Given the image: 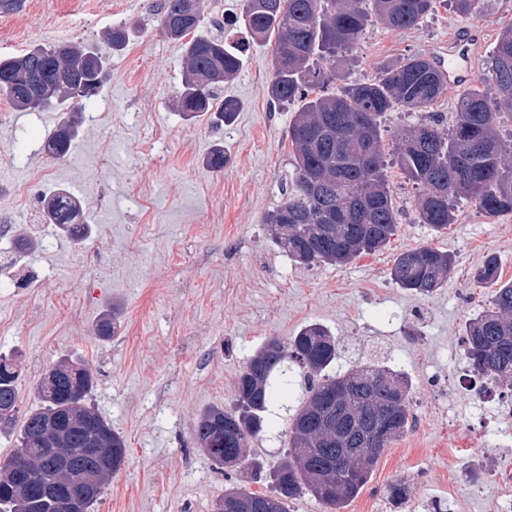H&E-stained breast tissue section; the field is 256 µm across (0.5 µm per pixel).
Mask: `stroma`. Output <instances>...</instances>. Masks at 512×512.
Returning a JSON list of instances; mask_svg holds the SVG:
<instances>
[{
	"label": "stroma",
	"instance_id": "stroma-1",
	"mask_svg": "<svg viewBox=\"0 0 512 512\" xmlns=\"http://www.w3.org/2000/svg\"><path fill=\"white\" fill-rule=\"evenodd\" d=\"M163 6L25 0L21 11L0 15V58L58 42L102 48L113 26L130 28L65 156L43 150L58 113L17 111L0 92V214L12 190L28 185L29 211L15 225L36 243L29 286L22 271L0 270V351L23 355V406L33 404L34 384L61 355L85 359L96 376L91 403L126 441V462L95 512H213L227 479L196 447V419L232 405L235 380L265 339L319 322L338 339L339 366L398 364L413 382V411L428 419L381 454L343 512H414L435 494L449 512H496L497 475L512 468V446L480 435L485 422L467 403L481 383L460 338L491 294L470 270L493 253L502 280H512V214L489 218L464 199L455 224L433 232L416 218L415 187L392 164L387 179L399 224L389 245L343 267L300 268L264 223L292 169L288 127L297 110L268 103L272 44H250L243 70L225 84L242 104L233 122L184 120L173 102L182 50L160 30ZM509 26L512 0H480L469 16L436 0L417 27L369 26L342 77L370 79L377 64L409 53L447 59L459 35L476 45V79ZM218 145L228 162L213 172L204 160ZM36 172L55 174L56 186L81 200L91 226L82 247L45 236L39 212L47 187L31 183ZM136 185L150 191L149 206L133 197ZM426 244L454 254L455 267L438 292L416 297L392 281L390 268L397 253ZM112 311L121 326L99 338L97 324ZM401 481L408 495L396 502L389 487Z\"/></svg>",
	"mask_w": 512,
	"mask_h": 512
}]
</instances>
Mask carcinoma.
Here are the masks:
<instances>
[{
	"mask_svg": "<svg viewBox=\"0 0 512 512\" xmlns=\"http://www.w3.org/2000/svg\"><path fill=\"white\" fill-rule=\"evenodd\" d=\"M183 0H165L160 27L182 42L183 77L177 111L189 119L215 112L231 121L238 100L221 97L224 84L241 72V47L197 33L201 14L185 15ZM436 0H244L249 36L274 40L268 98L277 107L300 102L288 128L294 169L281 182V203L265 216L273 242L308 269L342 266L388 246L398 224L386 179L380 121L401 110L416 116L398 137L394 160L420 187L414 200L418 222L436 232L455 223L454 202L472 199L489 218L512 213V139L499 132L512 118V27L503 30L485 61L477 86L457 94L451 124L429 112L448 89V75L422 54L380 64L374 76L316 96L339 78V65L368 26L419 25ZM128 27L109 32L122 50ZM96 47L75 43L35 46L0 59V91L24 112L63 110L44 144L65 155L79 133L84 102L108 75ZM80 199L59 188L42 201V219L72 240L91 231ZM455 258L430 245L397 255L392 281L420 296L448 282ZM474 281L495 289L483 310L468 319L462 350L472 373L512 387V281L500 282L499 260L488 255ZM336 337L313 322L295 335L269 337L247 358L234 384V404L204 410L193 428L197 447L218 470L241 474L224 489L214 512L234 500L238 512H290L289 504L312 496L324 512H342L370 479L382 452L410 427L411 378L387 365L363 363L334 369ZM305 379V395L290 417L283 460L266 476L251 454L265 432L270 407L288 400V364ZM20 358L0 355V432L15 436L13 451L0 457V512H80L91 509L106 481L124 466L125 440L89 403L95 377L90 365L63 357L34 387L37 405L20 411ZM268 481L253 492L249 483Z\"/></svg>",
	"mask_w": 512,
	"mask_h": 512,
	"instance_id": "obj_1",
	"label": "carcinoma"
}]
</instances>
